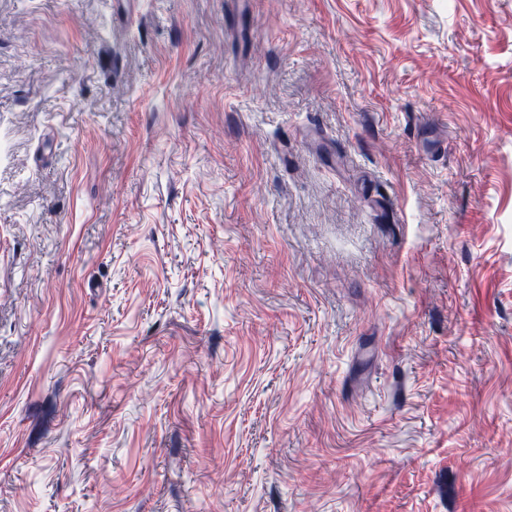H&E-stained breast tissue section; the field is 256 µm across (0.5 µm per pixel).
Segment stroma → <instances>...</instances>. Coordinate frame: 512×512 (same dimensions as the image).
I'll use <instances>...</instances> for the list:
<instances>
[{
  "mask_svg": "<svg viewBox=\"0 0 512 512\" xmlns=\"http://www.w3.org/2000/svg\"><path fill=\"white\" fill-rule=\"evenodd\" d=\"M0 512H512V0H0Z\"/></svg>",
  "mask_w": 512,
  "mask_h": 512,
  "instance_id": "obj_1",
  "label": "stroma"
}]
</instances>
